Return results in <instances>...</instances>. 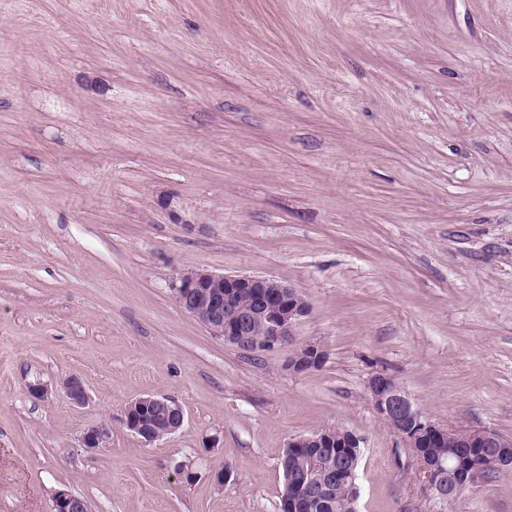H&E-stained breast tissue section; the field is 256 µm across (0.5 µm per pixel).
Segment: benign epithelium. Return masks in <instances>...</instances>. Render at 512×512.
Here are the masks:
<instances>
[{"mask_svg":"<svg viewBox=\"0 0 512 512\" xmlns=\"http://www.w3.org/2000/svg\"><path fill=\"white\" fill-rule=\"evenodd\" d=\"M179 307L209 332L224 342L248 351L278 350L291 341L296 326L307 317L311 307L301 290L270 276L226 275L206 271L183 274L172 286ZM261 323L264 335L256 337L253 325ZM325 353L309 343L289 349L285 368L302 373L323 364ZM371 404L415 453L420 474L433 495L443 500L459 497L467 486L487 468H512V441L487 430L452 431L440 427L406 392L398 378L387 372H375L366 382ZM68 399L77 406L88 402L81 380L67 377L60 383ZM185 411L176 400L149 394L129 403L124 423L129 431L146 442L176 434L184 424ZM109 436L104 425L86 429L82 444L88 449L101 447ZM292 448H311L306 466L301 469L302 484L311 502L322 498L337 482L350 489L349 512H357L359 489L356 471L348 459L357 455L361 439L348 430H322L290 440ZM422 448H440L436 457L420 452ZM461 448H477L458 465L448 468V459L457 457ZM52 512H90L86 501L66 490L52 497Z\"/></svg>","mask_w":512,"mask_h":512,"instance_id":"1","label":"benign epithelium"}]
</instances>
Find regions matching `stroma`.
Instances as JSON below:
<instances>
[{
    "mask_svg": "<svg viewBox=\"0 0 512 512\" xmlns=\"http://www.w3.org/2000/svg\"><path fill=\"white\" fill-rule=\"evenodd\" d=\"M191 270L301 289L324 363L210 334ZM376 371L512 438V0H0V512H280L336 427L358 512H512V468L433 497ZM147 394L175 435L126 428ZM153 419H162L169 424L163 428L164 436L149 430ZM185 411L176 400L149 394L139 397L129 403L125 410L124 423L129 431L139 436L145 442H153L176 434L184 424ZM53 512H90L86 501L66 490H57L52 497Z\"/></svg>",
    "mask_w": 512,
    "mask_h": 512,
    "instance_id": "stroma-1",
    "label": "stroma"
}]
</instances>
